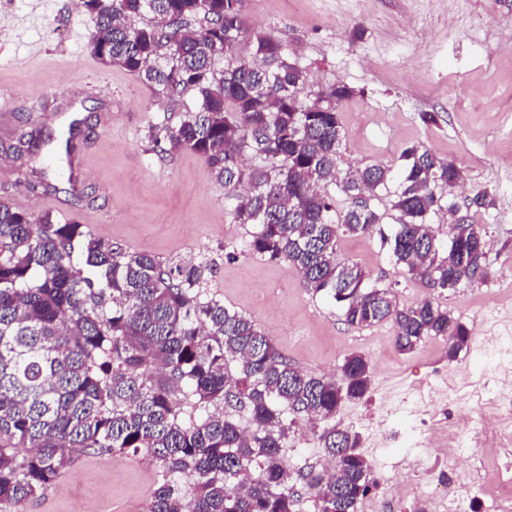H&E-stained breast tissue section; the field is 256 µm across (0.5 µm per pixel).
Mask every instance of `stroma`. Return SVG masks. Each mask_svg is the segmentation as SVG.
Wrapping results in <instances>:
<instances>
[{
    "label": "stroma",
    "mask_w": 512,
    "mask_h": 512,
    "mask_svg": "<svg viewBox=\"0 0 512 512\" xmlns=\"http://www.w3.org/2000/svg\"><path fill=\"white\" fill-rule=\"evenodd\" d=\"M242 10L250 28L275 36L305 68L309 88L337 80L354 88L339 109L343 165L383 164L396 179L402 150L419 143L463 169L457 199L493 194L494 207L475 217L489 244L488 278L437 298L475 337L456 360H447L439 337L399 353L391 323L344 324L337 309L306 292L292 265L254 256L205 162L151 149L150 127L176 122L194 93L168 99L94 58V21L77 0H0V200L87 225L163 261L213 258L211 292L250 316L305 373L330 377L346 356L364 355L371 390L346 403L335 422L359 433L373 481L366 500L380 501L426 435L492 411L488 404L460 411L455 397L473 384L501 393V359L478 339L497 336L512 350V0H242ZM426 112L435 123L422 122ZM77 116L88 125L72 155L54 143L29 155L7 149L23 124L59 136ZM42 173L51 189L29 192ZM337 255L391 288L399 306L429 296L377 235L341 236ZM439 390L453 401L428 405ZM124 459L107 472L103 457L75 454L22 512H140L157 468L141 453Z\"/></svg>",
    "instance_id": "1"
}]
</instances>
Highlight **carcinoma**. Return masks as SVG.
<instances>
[{"instance_id":"carcinoma-1","label":"carcinoma","mask_w":512,"mask_h":512,"mask_svg":"<svg viewBox=\"0 0 512 512\" xmlns=\"http://www.w3.org/2000/svg\"><path fill=\"white\" fill-rule=\"evenodd\" d=\"M78 8L94 19L88 45L103 64L171 100L197 94L177 123L150 128L152 150L205 160L233 222L249 227L250 252L292 264L345 324L392 323L402 354L432 336L446 341L450 360L468 349L469 330L447 308L428 298L401 309L389 288L336 254L340 236L375 233L434 293L487 277L483 232L462 224L444 244L434 227L456 207L464 182L456 163L411 145L392 187L381 164L340 167L338 107L354 88L308 89L281 41L245 27L241 0H78ZM40 139L22 129L12 149L32 153ZM380 192L382 209L371 203ZM494 203L479 190L466 209ZM213 272L203 256L162 262L84 224L49 212L34 219L0 201V512H17L87 450L142 451L160 467L148 512H295L294 478L314 512H358L370 464L359 433L334 420L369 392V361L351 354L332 378L303 372L254 320L210 293ZM300 417L323 424L314 435L334 475L290 471L284 448Z\"/></svg>"}]
</instances>
